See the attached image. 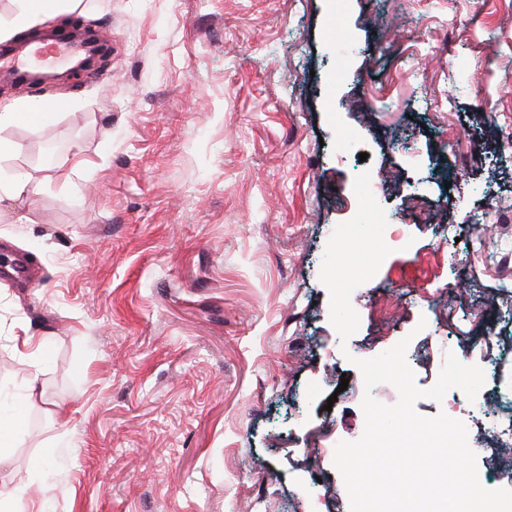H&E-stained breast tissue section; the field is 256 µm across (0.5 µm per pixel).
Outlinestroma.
<instances>
[{
	"label": "stroma",
	"instance_id": "1",
	"mask_svg": "<svg viewBox=\"0 0 512 512\" xmlns=\"http://www.w3.org/2000/svg\"><path fill=\"white\" fill-rule=\"evenodd\" d=\"M72 17L108 65L32 88L71 99L43 130H0V167L36 187L0 201V251L36 279L0 281V399L24 423L0 452L7 512H350L333 459L364 432L356 362L405 338L419 388L464 346L512 399V0ZM366 171L401 239L344 340L319 273Z\"/></svg>",
	"mask_w": 512,
	"mask_h": 512
}]
</instances>
